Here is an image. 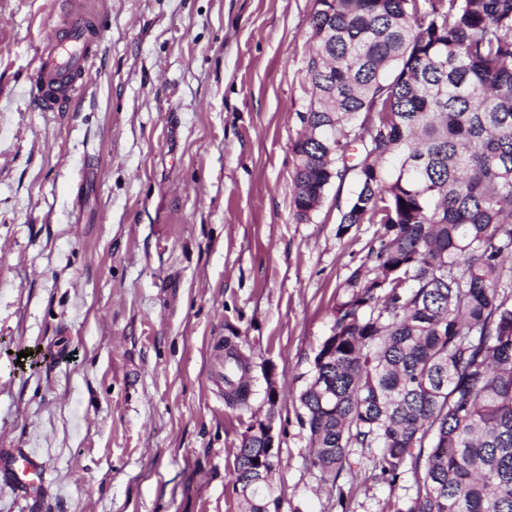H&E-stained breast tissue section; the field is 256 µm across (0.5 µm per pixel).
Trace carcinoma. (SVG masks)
Masks as SVG:
<instances>
[{"mask_svg":"<svg viewBox=\"0 0 512 512\" xmlns=\"http://www.w3.org/2000/svg\"><path fill=\"white\" fill-rule=\"evenodd\" d=\"M317 4L294 213L309 222L352 169L340 224L383 233L299 395L310 466L334 485L351 449L378 448L375 481L415 476L397 512H512V0ZM224 350L243 403L248 363ZM269 467L243 436L235 483ZM259 487L248 512L279 501Z\"/></svg>","mask_w":512,"mask_h":512,"instance_id":"carcinoma-1","label":"carcinoma"}]
</instances>
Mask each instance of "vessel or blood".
<instances>
[{
  "label": "vessel or blood",
  "mask_w": 512,
  "mask_h": 512,
  "mask_svg": "<svg viewBox=\"0 0 512 512\" xmlns=\"http://www.w3.org/2000/svg\"><path fill=\"white\" fill-rule=\"evenodd\" d=\"M97 15L73 14L65 27L44 39L28 78V94L46 111L61 112L73 100L98 48Z\"/></svg>",
  "instance_id": "1"
}]
</instances>
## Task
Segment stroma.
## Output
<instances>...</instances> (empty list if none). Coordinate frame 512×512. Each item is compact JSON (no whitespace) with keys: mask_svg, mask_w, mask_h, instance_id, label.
<instances>
[{"mask_svg":"<svg viewBox=\"0 0 512 512\" xmlns=\"http://www.w3.org/2000/svg\"><path fill=\"white\" fill-rule=\"evenodd\" d=\"M74 1L0 0V512H245L237 451L270 412L281 512H395L412 473L375 482L357 448L322 481L299 403L382 234L339 222L352 171L294 215L316 0H78L98 53L46 112L28 74ZM228 337L243 405L224 397ZM15 448L45 466L25 491ZM224 350V384L227 386L225 397L229 403H243L249 395L248 363L229 339L224 341Z\"/></svg>","mask_w":512,"mask_h":512,"instance_id":"obj_1","label":"stroma"}]
</instances>
